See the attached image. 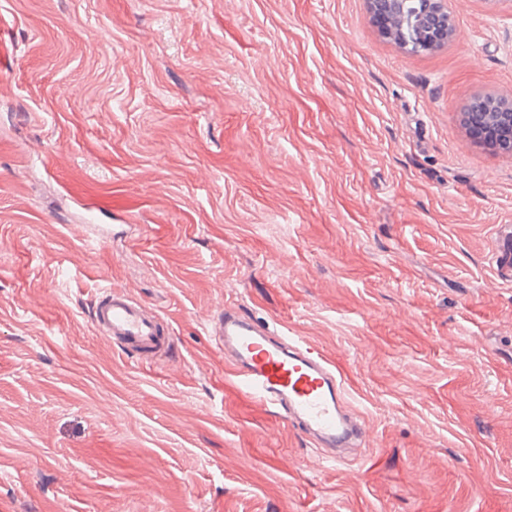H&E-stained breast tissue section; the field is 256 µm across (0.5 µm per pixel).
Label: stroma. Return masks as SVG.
<instances>
[{"instance_id":"35a3bbf8","label":"stroma","mask_w":512,"mask_h":512,"mask_svg":"<svg viewBox=\"0 0 512 512\" xmlns=\"http://www.w3.org/2000/svg\"><path fill=\"white\" fill-rule=\"evenodd\" d=\"M410 55L365 0H0V512H512V0ZM156 310L125 355L103 288ZM229 305L336 363L333 467L225 372ZM473 112L480 113V120L485 131L484 135H489L488 140H484L485 145L490 149L506 148L512 155L509 146L502 147L493 137L491 132L497 128L505 119L511 120L512 117V96H478L468 105ZM495 152L509 156L505 150H496ZM489 264L503 284L512 283V226L499 224L494 228V240ZM92 323L120 349L167 353L174 338L164 335L163 319L128 293L106 288L92 308Z\"/></svg>"}]
</instances>
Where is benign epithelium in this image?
<instances>
[{
  "instance_id": "1",
  "label": "benign epithelium",
  "mask_w": 512,
  "mask_h": 512,
  "mask_svg": "<svg viewBox=\"0 0 512 512\" xmlns=\"http://www.w3.org/2000/svg\"><path fill=\"white\" fill-rule=\"evenodd\" d=\"M366 4L370 15L382 18V36L400 45L408 54L433 51L454 35L448 0H425V15L417 23L411 42L407 39L410 19L399 6V0H366ZM469 107L480 114L485 134L489 135L512 117V96H479Z\"/></svg>"
}]
</instances>
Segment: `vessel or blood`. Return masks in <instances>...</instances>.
Wrapping results in <instances>:
<instances>
[{
    "mask_svg": "<svg viewBox=\"0 0 512 512\" xmlns=\"http://www.w3.org/2000/svg\"><path fill=\"white\" fill-rule=\"evenodd\" d=\"M489 264L498 280L512 283L511 225L495 226ZM91 319L96 330L128 351L165 353L174 344L162 318L123 291L104 289ZM206 329L224 353L232 382L322 448L321 464L335 465L361 447L369 431L351 409L345 380L333 362L238 310L211 317Z\"/></svg>",
    "mask_w": 512,
    "mask_h": 512,
    "instance_id": "vessel-or-blood-1",
    "label": "vessel or blood"
}]
</instances>
